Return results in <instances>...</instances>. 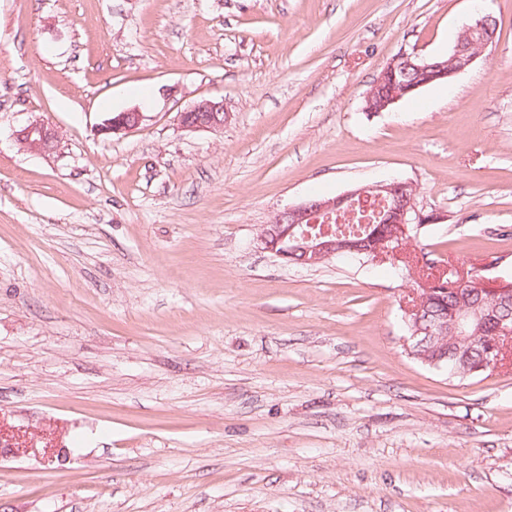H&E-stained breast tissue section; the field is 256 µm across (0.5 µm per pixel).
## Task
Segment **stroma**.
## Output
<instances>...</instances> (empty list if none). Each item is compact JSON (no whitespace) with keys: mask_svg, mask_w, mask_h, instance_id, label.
<instances>
[{"mask_svg":"<svg viewBox=\"0 0 512 512\" xmlns=\"http://www.w3.org/2000/svg\"><path fill=\"white\" fill-rule=\"evenodd\" d=\"M477 12L490 54L363 111ZM392 179L426 260L512 274V0H0V512H512V366L410 358L390 262L257 243ZM228 116L223 100L202 98L179 113V124L188 132L218 131ZM143 117V112L136 108L112 113L103 120L98 131L109 136L123 134L139 126ZM14 137L20 145L43 153L54 151L58 142L57 130L40 120L28 121Z\"/></svg>","mask_w":512,"mask_h":512,"instance_id":"stroma-1","label":"stroma"}]
</instances>
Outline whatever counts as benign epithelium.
<instances>
[{
	"instance_id": "obj_1",
	"label": "benign epithelium",
	"mask_w": 512,
	"mask_h": 512,
	"mask_svg": "<svg viewBox=\"0 0 512 512\" xmlns=\"http://www.w3.org/2000/svg\"><path fill=\"white\" fill-rule=\"evenodd\" d=\"M496 34L491 32L490 19L486 15L475 14L463 26L460 38L446 57L424 58L415 53L401 52L384 66L376 80L363 97V110L366 112H386L398 101L413 95L435 80L449 81L456 74L470 67L489 48L495 46ZM391 85L390 93L382 97L379 86ZM229 113L224 109V100L202 98L179 113V124L188 132L218 131L224 127ZM143 120V113L134 108L113 113L103 120L98 128L102 134L113 136L126 133ZM16 141L27 148L43 153L54 151L58 142V132L52 126L31 120L15 131ZM396 198L403 201L397 221L388 223L381 232L383 244L372 252V260L392 262L412 261L409 252L413 237L409 225L421 229L423 224L440 223V214L432 211L424 213L415 202L416 188L408 181L392 180L359 186L333 198H313L279 211L270 224L266 225L258 242L262 249L272 253L283 262H288L293 253L303 254L307 263H319L350 250L348 241L330 231L312 233L306 229L319 222L322 215L347 214L357 203L371 198ZM448 272L434 275L436 281L426 283V278L417 279L419 287L413 288L408 299L402 302L405 317L421 314L426 295L437 290L444 283ZM463 285H475L492 298V305L485 315L497 322L496 336L487 342L483 368L494 369L501 365L512 350V321L500 315V309L512 306V283L491 279L474 271L458 272L455 275ZM470 328V312L461 310L446 324L427 329L428 336L442 337L447 333L464 336Z\"/></svg>"
}]
</instances>
